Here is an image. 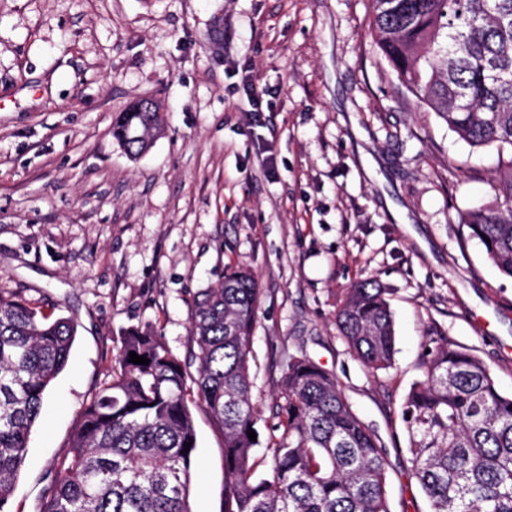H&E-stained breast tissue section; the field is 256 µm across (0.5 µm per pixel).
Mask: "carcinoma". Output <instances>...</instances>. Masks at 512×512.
<instances>
[{
	"instance_id": "carcinoma-1",
	"label": "carcinoma",
	"mask_w": 512,
	"mask_h": 512,
	"mask_svg": "<svg viewBox=\"0 0 512 512\" xmlns=\"http://www.w3.org/2000/svg\"><path fill=\"white\" fill-rule=\"evenodd\" d=\"M372 3V32L401 83L470 147L512 148V0ZM161 131L160 113L139 100L119 113L113 136L136 159ZM460 222L512 277V158L495 200ZM259 293L240 268L200 291L193 349L183 357L148 324L126 330L118 368L81 412L40 512H192L199 463L190 394L224 437L221 512H391L386 449L336 377L309 356L283 364L270 408L276 422L268 423L252 393ZM386 295L364 279L336 310L349 352L372 373L390 368L396 352ZM76 334L74 319L52 320L0 291V512H8L31 430ZM132 351L149 364L130 362ZM402 421L407 472L431 512H512V396L499 392L483 361L446 344L429 348ZM262 442L269 471L258 476Z\"/></svg>"
}]
</instances>
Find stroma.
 <instances>
[{
	"label": "stroma",
	"mask_w": 512,
	"mask_h": 512,
	"mask_svg": "<svg viewBox=\"0 0 512 512\" xmlns=\"http://www.w3.org/2000/svg\"><path fill=\"white\" fill-rule=\"evenodd\" d=\"M370 19L369 0H0V289L78 324L9 512H39L124 331L152 324L186 355L196 293L235 268L260 288L255 400L309 355L385 446L391 512H430L401 419L426 344L480 358L512 395V277L459 222L494 199L499 154L402 86ZM248 72L268 111L252 112ZM144 98L166 132L133 159L112 126ZM365 278L395 316L377 373L336 329ZM194 419L192 512H220L224 439Z\"/></svg>",
	"instance_id": "1"
}]
</instances>
